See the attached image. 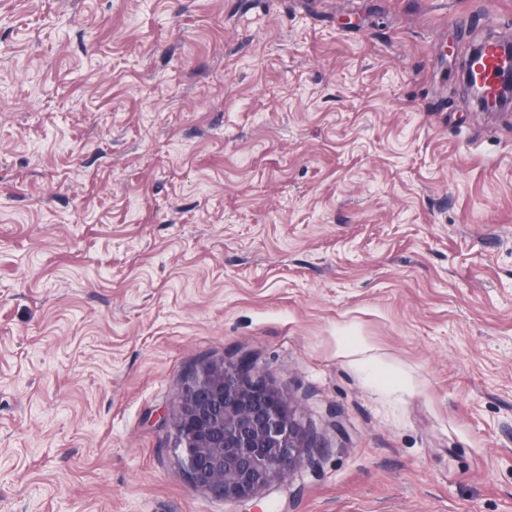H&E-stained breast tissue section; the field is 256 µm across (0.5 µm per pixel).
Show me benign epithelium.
Here are the masks:
<instances>
[{
	"mask_svg": "<svg viewBox=\"0 0 512 512\" xmlns=\"http://www.w3.org/2000/svg\"><path fill=\"white\" fill-rule=\"evenodd\" d=\"M168 424L191 483L225 500L250 502L284 484L311 447L291 395L263 377L250 354L196 370Z\"/></svg>",
	"mask_w": 512,
	"mask_h": 512,
	"instance_id": "obj_1",
	"label": "benign epithelium"
}]
</instances>
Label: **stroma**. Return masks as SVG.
<instances>
[{"mask_svg": "<svg viewBox=\"0 0 512 512\" xmlns=\"http://www.w3.org/2000/svg\"><path fill=\"white\" fill-rule=\"evenodd\" d=\"M512 0H0V512H512ZM252 354L258 504L163 424ZM482 56L474 62L473 68L478 69L480 82L484 91V98L488 101L494 99L498 93L496 83V69L498 66V43L494 40L485 41ZM168 424L191 483L225 500L250 502L284 484L312 448L291 395L263 377L250 354L196 370Z\"/></svg>", "mask_w": 512, "mask_h": 512, "instance_id": "stroma-1", "label": "stroma"}]
</instances>
